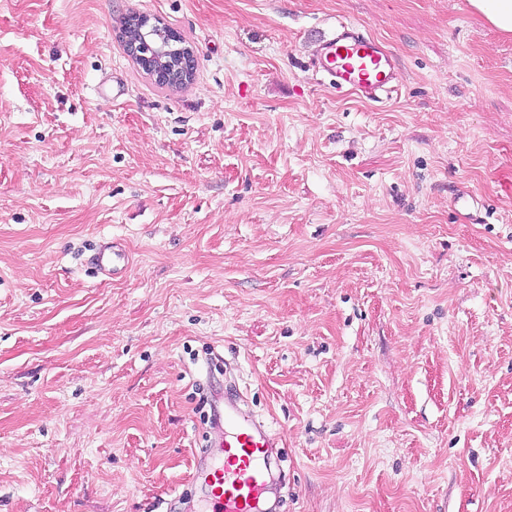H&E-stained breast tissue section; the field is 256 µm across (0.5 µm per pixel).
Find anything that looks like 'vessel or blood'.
Here are the masks:
<instances>
[{
	"label": "vessel or blood",
	"mask_w": 512,
	"mask_h": 512,
	"mask_svg": "<svg viewBox=\"0 0 512 512\" xmlns=\"http://www.w3.org/2000/svg\"><path fill=\"white\" fill-rule=\"evenodd\" d=\"M312 57L315 68L329 77L337 91L377 100L398 89L392 53L353 23L337 22L331 34L318 40ZM88 265L95 274L112 278L127 273L129 258L121 245L101 244L89 256ZM210 439L222 457L200 475L205 512H260L270 489L279 433L250 413L238 390L228 388L221 407L215 410Z\"/></svg>",
	"instance_id": "b4317fda"
}]
</instances>
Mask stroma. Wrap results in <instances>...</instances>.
Here are the masks:
<instances>
[{"label": "stroma", "mask_w": 512, "mask_h": 512, "mask_svg": "<svg viewBox=\"0 0 512 512\" xmlns=\"http://www.w3.org/2000/svg\"><path fill=\"white\" fill-rule=\"evenodd\" d=\"M340 19L392 97L313 71ZM230 382L285 512H512V34L469 0H0V512H199ZM146 45V46H145ZM139 50L142 52H139ZM189 50V54L183 56L179 67H170L166 63L160 62L158 56L153 52V47L147 42L144 45L132 44L131 51L138 58L143 59L145 66L150 70L148 75L156 84L165 86H172L180 82H186L188 78V71L194 65L192 59L195 57L194 53ZM89 256L87 264L95 274L108 277L121 276L129 269V258L126 251L112 241L111 244H100L96 246Z\"/></svg>", "instance_id": "1"}]
</instances>
